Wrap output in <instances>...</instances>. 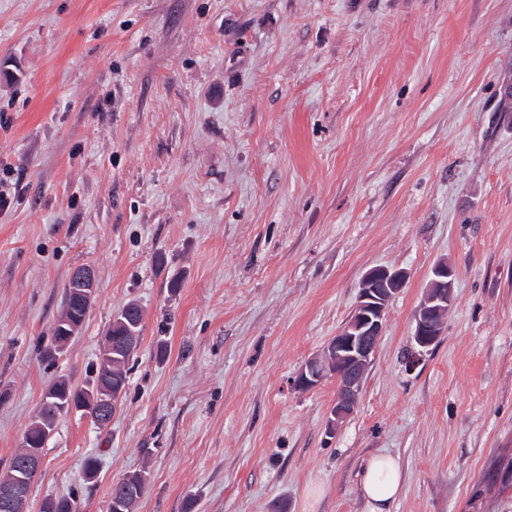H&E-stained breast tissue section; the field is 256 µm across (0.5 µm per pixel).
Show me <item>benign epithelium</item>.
<instances>
[{
    "instance_id": "1",
    "label": "benign epithelium",
    "mask_w": 512,
    "mask_h": 512,
    "mask_svg": "<svg viewBox=\"0 0 512 512\" xmlns=\"http://www.w3.org/2000/svg\"><path fill=\"white\" fill-rule=\"evenodd\" d=\"M406 276L399 270L374 267L368 270L359 285L358 302L343 328L328 343L322 353L309 359L301 368L296 383L300 388H313L327 374L336 376L339 392L330 411L327 432L333 433L353 413L362 380L372 362L379 337L382 336L386 313L390 303L402 290ZM71 281L80 288L83 302L90 303L95 289L94 274L89 269H80L71 276ZM454 272L446 262L437 263L432 269V278L416 311L415 326L411 342L413 350L405 365L415 367L423 354L442 335L443 326L452 305ZM51 431L46 429L41 442L29 441L23 466L38 469L43 459L41 443L47 442ZM28 485L22 475L0 487V498L10 505H20L28 497Z\"/></svg>"
}]
</instances>
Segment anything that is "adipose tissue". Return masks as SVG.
Wrapping results in <instances>:
<instances>
[{"label":"adipose tissue","mask_w":512,"mask_h":512,"mask_svg":"<svg viewBox=\"0 0 512 512\" xmlns=\"http://www.w3.org/2000/svg\"><path fill=\"white\" fill-rule=\"evenodd\" d=\"M404 486V472L397 457L378 454L370 457L359 473V491L366 512H390Z\"/></svg>","instance_id":"adipose-tissue-1"}]
</instances>
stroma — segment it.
I'll return each mask as SVG.
<instances>
[{
    "label": "stroma",
    "instance_id": "1",
    "mask_svg": "<svg viewBox=\"0 0 512 512\" xmlns=\"http://www.w3.org/2000/svg\"><path fill=\"white\" fill-rule=\"evenodd\" d=\"M0 160V472L144 313L110 423L56 420L26 512H108L143 468L138 512H364L379 452L392 512H512V0H0ZM441 260L452 306L410 371ZM83 266L95 298L46 361ZM378 266L406 283L330 434L335 378L294 380ZM404 486V472L397 457L378 454L370 457L359 473V491L366 512H391Z\"/></svg>",
    "mask_w": 512,
    "mask_h": 512
}]
</instances>
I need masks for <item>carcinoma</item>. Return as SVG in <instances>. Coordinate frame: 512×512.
Instances as JSON below:
<instances>
[{"instance_id": "cac0c4a2", "label": "carcinoma", "mask_w": 512, "mask_h": 512, "mask_svg": "<svg viewBox=\"0 0 512 512\" xmlns=\"http://www.w3.org/2000/svg\"><path fill=\"white\" fill-rule=\"evenodd\" d=\"M86 313L87 309L82 305L75 289L70 285L66 286L63 309L53 330L54 349L63 348L71 340V337L63 335L62 331L70 329V325L74 322L83 323ZM142 319V310L134 302L125 304L119 310L105 336L94 386L90 389L78 390L65 379L55 381L47 389L36 420L26 431L25 437L37 439L43 429L51 428L54 421L62 415L58 401L68 394L82 401L83 412L94 421L97 420L96 412L100 396L104 395L111 400V403H116L118 398L126 392L127 365L141 339ZM25 455L26 448H18L11 458L8 469L0 473L1 486L12 482ZM147 474L148 471L145 469L130 472L113 484L111 499L118 512H136L148 482Z\"/></svg>"}]
</instances>
